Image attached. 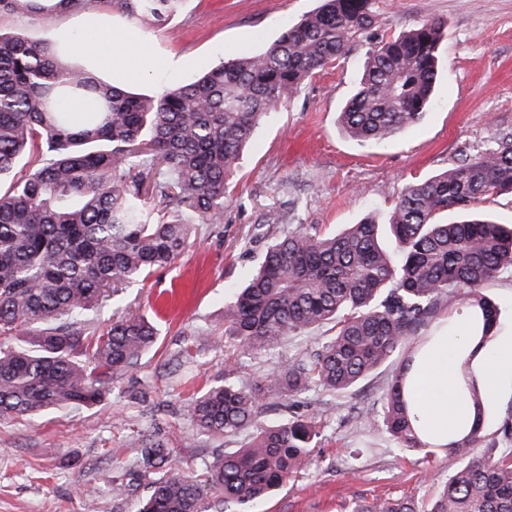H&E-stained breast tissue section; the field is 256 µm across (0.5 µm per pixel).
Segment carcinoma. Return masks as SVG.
<instances>
[{
	"label": "carcinoma",
	"mask_w": 512,
	"mask_h": 512,
	"mask_svg": "<svg viewBox=\"0 0 512 512\" xmlns=\"http://www.w3.org/2000/svg\"><path fill=\"white\" fill-rule=\"evenodd\" d=\"M91 0H0V12L47 20ZM136 25L177 12L182 0H109ZM374 0H321L260 53H232L195 82L157 97L133 95L70 64L49 42L0 33V176L29 146L47 158L0 191V416L25 419L47 409L104 400L105 386L138 365L159 328L125 312L102 332L89 312L170 265L199 224L224 223L229 181L255 126L308 78L372 38ZM444 22L429 20L370 48L358 88L339 113L360 142L390 139L422 122L439 76ZM512 195V131L451 168L410 183L386 225L371 216L338 235L312 226L280 233L247 284L224 306V335L251 352L330 324L291 363L246 388L227 367L224 381L186 407L199 434L248 429L264 401L283 405L307 390L344 393L379 367L397 363L381 419L403 448L429 456L412 398L410 345L443 328L462 304L467 342L455 354L471 421L442 452L463 462L427 512H512V455L474 457L485 414L481 360L496 335L499 309L484 286L512 272V224L480 205ZM455 219L447 220L448 213ZM320 438L293 418L256 433L248 446L185 473L171 449L133 439L142 469L113 485L128 494L148 480L136 512H250L252 504L307 466ZM360 512H418L414 502L370 503Z\"/></svg>",
	"instance_id": "obj_1"
}]
</instances>
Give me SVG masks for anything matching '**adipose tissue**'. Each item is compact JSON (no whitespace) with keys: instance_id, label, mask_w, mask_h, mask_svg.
I'll return each mask as SVG.
<instances>
[{"instance_id":"obj_1","label":"adipose tissue","mask_w":512,"mask_h":512,"mask_svg":"<svg viewBox=\"0 0 512 512\" xmlns=\"http://www.w3.org/2000/svg\"><path fill=\"white\" fill-rule=\"evenodd\" d=\"M453 381L448 364V339L433 337L416 362L415 399L427 440L444 446L448 437L467 417L468 405L450 394Z\"/></svg>"}]
</instances>
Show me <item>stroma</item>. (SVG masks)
I'll return each mask as SVG.
<instances>
[{
  "instance_id": "stroma-1",
  "label": "stroma",
  "mask_w": 512,
  "mask_h": 512,
  "mask_svg": "<svg viewBox=\"0 0 512 512\" xmlns=\"http://www.w3.org/2000/svg\"><path fill=\"white\" fill-rule=\"evenodd\" d=\"M319 0H183L161 25L131 30L108 0H91L48 20L0 14V33L33 41L71 35L70 59L108 83L153 96L196 80L224 53L262 51L287 25ZM376 38L418 23L445 22L443 75L425 119L392 139L359 143L338 125V112L363 72L368 43L304 81L277 112L255 129L224 205V221L202 224L193 246L169 267L130 288L127 301L90 312L104 330L113 313L132 309L156 320L161 335L139 362L111 384L104 402L32 419L0 417V512H135L148 492L112 493L136 463L128 440L147 436L172 448L175 461L195 466L218 451L244 447L255 430L294 417L314 421L321 441L311 464L293 474L252 512H354L362 504L406 498L427 507L455 461L445 453L415 454L399 447L382 424L354 415L360 404L381 407L395 373L386 365L355 390L318 389L289 405L264 402L251 429L229 438L195 434L185 408L200 390L223 380L232 364L249 386L308 346L293 338L265 353L242 350L224 335V305L280 233L269 212L292 227L341 231L365 215L384 220L412 181L438 174L465 154L493 146L495 133L512 130V0H376ZM129 34L126 54L146 71L143 79L117 81L111 69L83 53L84 31ZM499 308L495 353L512 349V274L490 282ZM480 448L512 453L501 432L512 418V362L501 365L485 398Z\"/></svg>"
}]
</instances>
